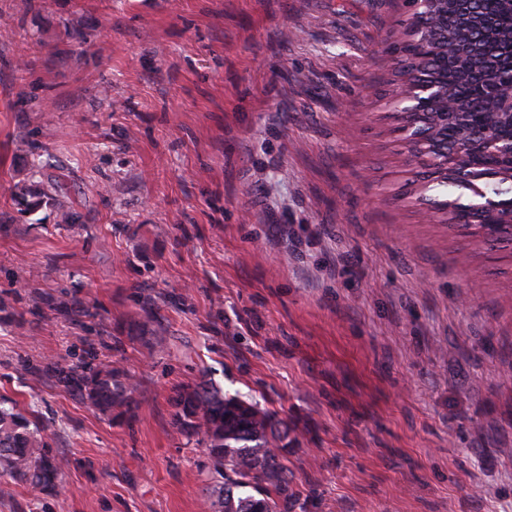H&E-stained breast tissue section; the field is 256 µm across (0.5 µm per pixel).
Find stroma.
<instances>
[{"label": "stroma", "instance_id": "stroma-1", "mask_svg": "<svg viewBox=\"0 0 512 512\" xmlns=\"http://www.w3.org/2000/svg\"><path fill=\"white\" fill-rule=\"evenodd\" d=\"M403 17L0 0V397L69 460L0 512H199L166 396L201 379L287 422L306 512H512V250L424 215L381 51ZM36 161L67 195L31 213ZM65 291L81 320L49 316ZM105 357L140 380L120 425L57 377Z\"/></svg>", "mask_w": 512, "mask_h": 512}]
</instances>
